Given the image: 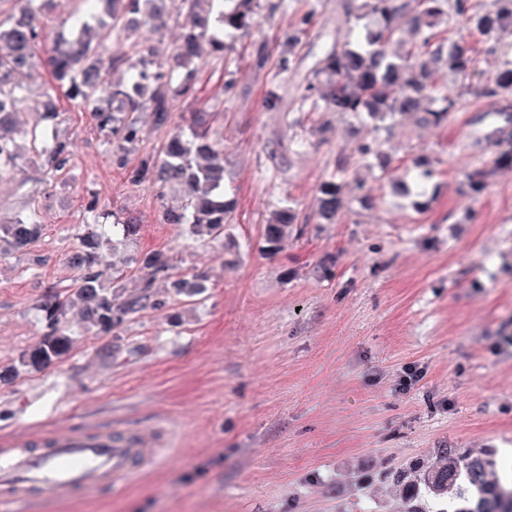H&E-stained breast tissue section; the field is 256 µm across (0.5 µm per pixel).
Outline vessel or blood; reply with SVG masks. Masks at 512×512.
I'll list each match as a JSON object with an SVG mask.
<instances>
[{
  "label": "vessel or blood",
  "mask_w": 512,
  "mask_h": 512,
  "mask_svg": "<svg viewBox=\"0 0 512 512\" xmlns=\"http://www.w3.org/2000/svg\"><path fill=\"white\" fill-rule=\"evenodd\" d=\"M148 464L144 439L134 428L79 426L35 440L19 436L0 452V503L66 499L117 484Z\"/></svg>",
  "instance_id": "obj_1"
}]
</instances>
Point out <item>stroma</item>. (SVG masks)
<instances>
[{"mask_svg":"<svg viewBox=\"0 0 512 512\" xmlns=\"http://www.w3.org/2000/svg\"><path fill=\"white\" fill-rule=\"evenodd\" d=\"M167 7L165 28L136 34L157 63L187 21L184 0ZM296 29L290 69L255 72L254 44L280 57ZM222 39L223 53L203 48L194 74L175 71L167 125L141 113L139 140L121 150L59 97V132L75 143L66 172L24 148L0 183V221L33 200L43 224L36 243L0 257V439L161 421L175 433L171 450L129 480L26 512H399L388 472L441 448L494 450L500 475L512 476V167L495 169L480 195L464 191L467 169L512 137V96L465 94L438 127L401 117L376 129L302 109L315 63L348 39L344 0H257L250 34ZM188 77L196 96L178 93ZM272 85L281 104L265 111ZM195 112L222 139L233 204L214 241L162 223L157 187L128 181ZM375 138L383 165L369 169L357 148ZM299 140L311 148L297 151ZM341 157L344 204L335 223H316L320 186ZM422 169L432 173L425 197L395 193L393 182ZM92 196L105 216L138 224L99 249L123 295L139 293V262L155 252L174 276L204 275L205 289L108 333L70 315V350L13 373L46 332L41 296L73 286L70 259L95 230L83 221ZM286 206L298 231L275 249L265 220ZM409 366L423 377L406 392Z\"/></svg>","mask_w":512,"mask_h":512,"instance_id":"obj_1","label":"stroma"}]
</instances>
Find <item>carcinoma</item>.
Instances as JSON below:
<instances>
[{
	"mask_svg": "<svg viewBox=\"0 0 512 512\" xmlns=\"http://www.w3.org/2000/svg\"><path fill=\"white\" fill-rule=\"evenodd\" d=\"M36 0H19L22 16L0 12V181L12 175L17 158V138H25L30 149L45 158L55 173L67 169L74 143L45 129L19 130L11 117L28 101V90L16 81L23 69L36 65V49L42 42L43 27L34 7ZM87 18L75 21L76 34L55 41L48 58L51 75L64 95L79 109H89L98 132L116 135L125 143L135 142L141 129L136 113L148 110L163 124L171 112V100L161 91L142 99V89L150 82L168 83L171 71H153L149 62L124 84H115L108 71L124 64L119 56L108 55L109 44L129 38L122 19L145 18L152 30L164 23V0H81ZM233 6L219 11L218 24L225 30L248 34L254 0H231ZM462 16L471 32L498 54L503 66L492 75L476 76L475 41L459 35L448 36L451 20ZM345 23L351 40L328 50L312 70L301 95V105L315 112H341L354 117L384 122L399 115L416 113L433 126L453 121L462 108L458 94L448 91L443 75L475 80L474 93L482 97L512 95V0H491L479 7L470 0H348ZM209 40L214 52L224 49L223 41L209 33V22L190 18L180 41L170 51L178 65L188 67L199 57V45ZM271 53L265 43L255 46L253 68L267 69ZM348 163L336 161V170L320 188L316 218L331 221L341 207L343 176ZM491 168L475 166L467 175V188L483 192ZM151 181L163 187L179 184L183 204L163 213L167 224H182L193 236L218 238L232 216L224 202V147L212 137L203 116L189 127V134L174 135L160 160L146 158L129 177L132 185ZM86 224H96L100 232L82 238L85 250L77 262L75 287L61 296L48 292L39 304L48 332L31 353L21 360L22 367H42L59 359L70 344L65 320L78 306L87 318L105 331L120 328L146 308L161 309L165 297L154 291L159 279L168 280L178 293L192 295L198 285L172 278L168 259L160 254L145 258L149 270L140 294L124 300L103 287L107 277L96 249L112 236L129 237L136 222L127 220L108 226L99 222L98 199L85 206ZM295 223L289 207L271 212L266 224L267 240L281 244L285 228ZM41 216L35 202L10 224H0V238L23 248L39 235ZM391 481L406 488L405 512H427L420 504L421 492L431 496L436 512H512V483L501 481L489 451L472 454L458 448H440L428 464L399 467L389 472Z\"/></svg>",
	"mask_w": 512,
	"mask_h": 512,
	"instance_id": "carcinoma-1",
	"label": "carcinoma"
}]
</instances>
